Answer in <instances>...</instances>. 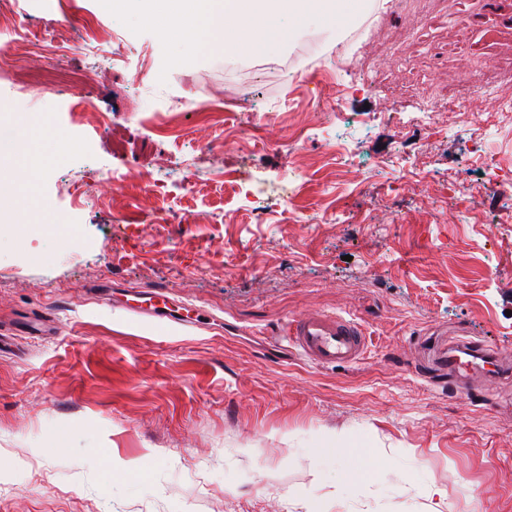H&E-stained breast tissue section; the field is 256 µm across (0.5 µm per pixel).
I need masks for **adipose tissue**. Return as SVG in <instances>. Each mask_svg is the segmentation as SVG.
I'll use <instances>...</instances> for the list:
<instances>
[{"mask_svg":"<svg viewBox=\"0 0 512 512\" xmlns=\"http://www.w3.org/2000/svg\"><path fill=\"white\" fill-rule=\"evenodd\" d=\"M30 115H11L6 130H0V170L16 171L8 199H0V222L15 221L24 232L44 233L52 229L54 217L42 199L38 182L44 156L62 157L66 141L56 137L52 144H43L34 132Z\"/></svg>","mask_w":512,"mask_h":512,"instance_id":"obj_1","label":"adipose tissue"}]
</instances>
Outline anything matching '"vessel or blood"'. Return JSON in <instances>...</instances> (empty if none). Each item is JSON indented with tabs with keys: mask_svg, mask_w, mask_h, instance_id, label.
Returning a JSON list of instances; mask_svg holds the SVG:
<instances>
[{
	"mask_svg": "<svg viewBox=\"0 0 512 512\" xmlns=\"http://www.w3.org/2000/svg\"><path fill=\"white\" fill-rule=\"evenodd\" d=\"M134 312L139 317L165 326H187L192 322L190 315L173 314L168 307L167 296L158 290L150 292L144 305L135 307ZM286 333L305 358L320 366L354 362L365 349L364 332L360 325L339 315L302 314L289 321ZM482 351V346L469 344L461 353L449 354L448 366L468 376L490 377L489 368L478 369L472 363L473 357Z\"/></svg>",
	"mask_w": 512,
	"mask_h": 512,
	"instance_id": "obj_1",
	"label": "vessel or blood"
}]
</instances>
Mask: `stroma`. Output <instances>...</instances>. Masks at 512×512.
I'll return each mask as SVG.
<instances>
[{"instance_id":"obj_1","label":"stroma","mask_w":512,"mask_h":512,"mask_svg":"<svg viewBox=\"0 0 512 512\" xmlns=\"http://www.w3.org/2000/svg\"><path fill=\"white\" fill-rule=\"evenodd\" d=\"M20 7L79 47L45 90L0 68V106L72 146L39 183L67 234L0 232V512H512V378L466 391L444 362L468 341L512 366V193L484 164L512 170V90L441 133L420 121L512 71V0H357L354 39L314 17L276 56L167 71L98 0ZM99 22L116 42H85ZM113 169L147 183L112 197ZM147 290L211 319L114 302ZM314 311L361 324L360 359L280 343ZM149 296L143 303L146 306H137V307H129L128 310L133 311L136 315L142 318L150 319L156 323L165 325V326H187L195 324L198 319H193L190 317V311H195L197 313V317L203 314V310L198 307L189 306L192 310H186L187 314L182 315L173 314L168 307V297L162 291H152L148 293Z\"/></svg>"}]
</instances>
